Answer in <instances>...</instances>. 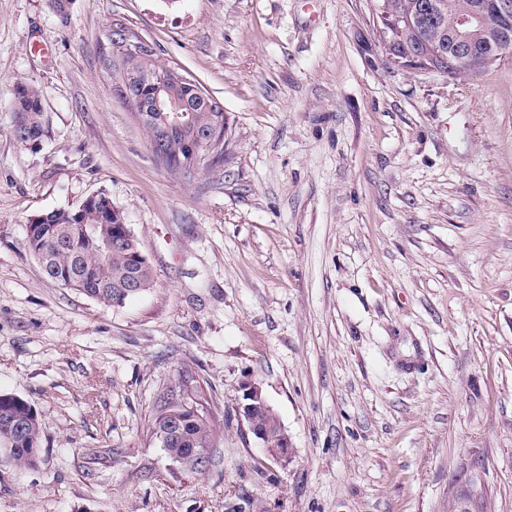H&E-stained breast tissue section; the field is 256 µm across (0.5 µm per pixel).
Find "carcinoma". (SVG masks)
Instances as JSON below:
<instances>
[{"label":"carcinoma","instance_id":"cac0c4a2","mask_svg":"<svg viewBox=\"0 0 512 512\" xmlns=\"http://www.w3.org/2000/svg\"><path fill=\"white\" fill-rule=\"evenodd\" d=\"M476 0H375V11L386 12L390 16L412 15L421 9L423 3L438 5L437 27L443 42L449 41L455 16L467 10ZM396 45H382L383 56L389 65H397L404 53L403 45L417 47L425 52L434 46V33L427 28L404 26ZM180 99L188 100L186 112H153L144 130L148 140H153L155 129L176 124L171 131L167 145L169 161L163 168L171 174L185 158L182 143L192 131L207 129L214 125L217 113L210 111L195 89L185 86L173 90ZM42 91L27 82L17 83L10 109L9 131L14 140L22 146L31 141L50 137V119L43 108ZM112 199L105 193L98 194L84 208L81 217H76L70 209H54L40 215V219L25 226L23 246L38 260L43 274L57 281L61 273H70L74 279V289L106 305L119 306L153 288L155 283L151 265L141 266L133 257V251L140 250V244L133 238L123 243L112 242ZM178 379L183 391H171L158 398L155 404L150 427L151 440H157V427L160 415L182 406V393L193 395L190 402L197 407L200 418H194L184 427V431L171 445V450L185 454L192 449L206 453L205 464L190 465L188 469L201 473L211 464L214 447L212 417L200 403L196 391L189 387L193 382L190 374L182 370ZM0 412L11 415L23 423L28 435L27 442L16 446L5 455L19 469L37 467L42 457L32 454V449L42 448L45 424L36 409L26 400L9 393L0 392ZM470 503L473 512H487L488 503L482 490L473 488L469 479L456 484L455 498L451 510L457 512L460 502Z\"/></svg>","mask_w":512,"mask_h":512}]
</instances>
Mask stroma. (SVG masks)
Listing matches in <instances>:
<instances>
[{"label":"stroma","instance_id":"stroma-1","mask_svg":"<svg viewBox=\"0 0 512 512\" xmlns=\"http://www.w3.org/2000/svg\"><path fill=\"white\" fill-rule=\"evenodd\" d=\"M372 3L0 0V392L46 425L40 467L0 459V512H448L472 471L512 512V55L387 66ZM116 23L220 103L222 163L155 162ZM20 81L51 119L37 149L9 133ZM100 192L155 276L115 307L23 247ZM181 369L215 421L202 474L147 439ZM250 380L288 464L234 413Z\"/></svg>","mask_w":512,"mask_h":512}]
</instances>
